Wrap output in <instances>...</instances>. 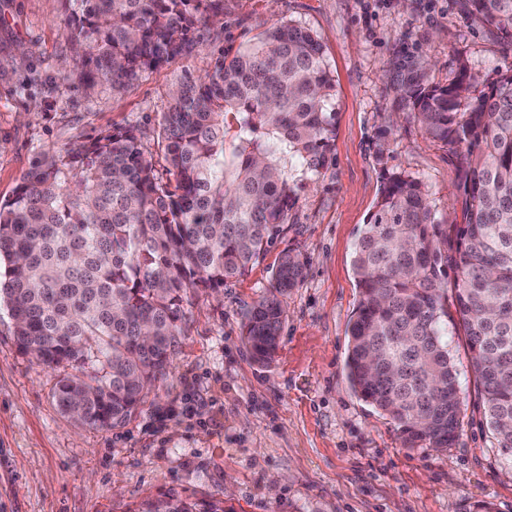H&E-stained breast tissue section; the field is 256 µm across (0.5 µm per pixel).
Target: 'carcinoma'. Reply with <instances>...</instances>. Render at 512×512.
Returning a JSON list of instances; mask_svg holds the SVG:
<instances>
[{
	"mask_svg": "<svg viewBox=\"0 0 512 512\" xmlns=\"http://www.w3.org/2000/svg\"><path fill=\"white\" fill-rule=\"evenodd\" d=\"M63 2L73 50L63 79L87 96L175 62L196 26L224 16V0ZM462 5L512 36V0ZM424 78L423 65L405 64L393 101L459 157L462 223L438 218L419 180L386 179L354 249L348 378L407 447L453 445L463 401L448 349L451 269L482 424L512 454V70L476 76L460 60L449 84ZM334 95L316 35L279 19L171 91L160 127L174 181L157 175L130 127L32 163L0 203V303L18 350L65 370L53 392L64 415L108 430L139 411L186 333L187 291L245 276L284 235L297 180L328 166ZM304 276L301 254L285 252L244 312L256 363L273 359L282 297ZM134 512H224V501L163 493Z\"/></svg>",
	"mask_w": 512,
	"mask_h": 512,
	"instance_id": "carcinoma-1",
	"label": "carcinoma"
}]
</instances>
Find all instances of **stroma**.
<instances>
[{"label":"stroma","instance_id":"1","mask_svg":"<svg viewBox=\"0 0 512 512\" xmlns=\"http://www.w3.org/2000/svg\"><path fill=\"white\" fill-rule=\"evenodd\" d=\"M280 18L317 36L336 80L327 169L299 182L286 233L248 276L216 295L188 291L172 364L121 427L64 416L53 399L58 372L18 351L0 306V512H128L164 492L220 498L226 512H470L479 501L512 512V457L482 424L463 337L448 336L463 421L444 451L405 447L355 396L345 369L359 299L354 246L386 178L419 180L440 215L462 210L457 156L426 140L410 113L394 112L384 128L397 66L421 61L433 86L448 84L461 59L484 73L512 69V39L468 16L462 0H224L222 24L198 26L176 63L95 98L59 72L70 54L61 0H0V201L38 156L112 126L135 127L166 171L160 119L170 89ZM286 249L302 254L305 277L284 299L280 346L262 367L241 344L242 314Z\"/></svg>","mask_w":512,"mask_h":512}]
</instances>
